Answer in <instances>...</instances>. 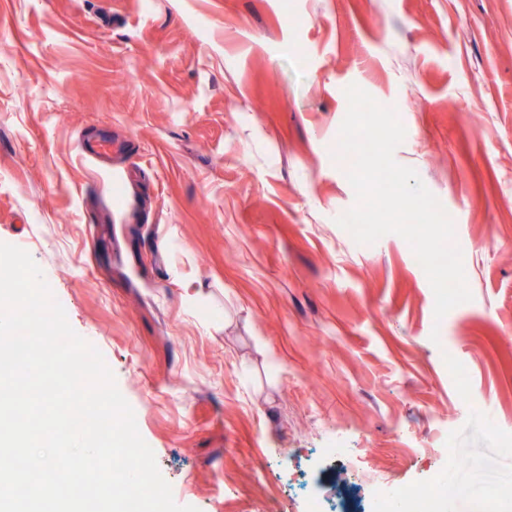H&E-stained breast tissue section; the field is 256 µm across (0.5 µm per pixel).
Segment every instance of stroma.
<instances>
[{
	"instance_id": "stroma-1",
	"label": "stroma",
	"mask_w": 512,
	"mask_h": 512,
	"mask_svg": "<svg viewBox=\"0 0 512 512\" xmlns=\"http://www.w3.org/2000/svg\"><path fill=\"white\" fill-rule=\"evenodd\" d=\"M353 84L454 222L472 299L442 320L402 237L336 222ZM0 242L176 503L303 512L309 486L362 512L353 449L487 512L512 483V0H0Z\"/></svg>"
}]
</instances>
